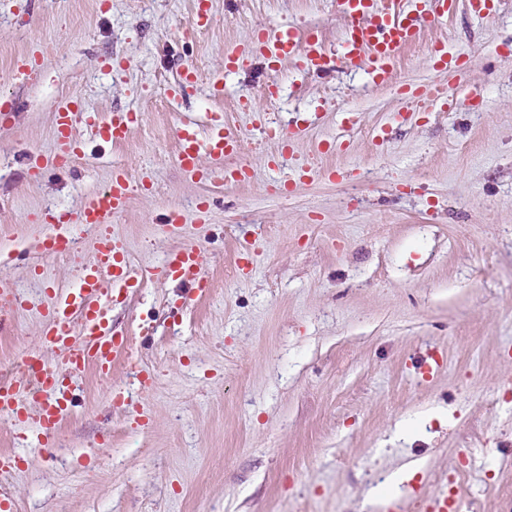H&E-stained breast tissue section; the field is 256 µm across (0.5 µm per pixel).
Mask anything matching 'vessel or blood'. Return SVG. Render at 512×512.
I'll use <instances>...</instances> for the list:
<instances>
[{"instance_id": "1", "label": "vessel or blood", "mask_w": 512, "mask_h": 512, "mask_svg": "<svg viewBox=\"0 0 512 512\" xmlns=\"http://www.w3.org/2000/svg\"><path fill=\"white\" fill-rule=\"evenodd\" d=\"M346 21V36L341 56L327 53L315 30L297 37L294 31L267 32L255 42L252 52L262 58L269 72H276L282 56L302 53L309 71L329 73L338 63L351 67L366 66L373 84L388 82L400 53L420 39L424 28L448 18L458 0H339ZM414 103L451 109L453 102L445 87L425 85L411 94ZM80 106L70 99L61 100L55 112L54 134L60 145L58 153L40 158L41 170L62 167L65 161L81 153V145L72 137V127ZM132 113L114 112L95 122L94 135L106 144L123 142L128 134ZM178 151L175 161L184 175L204 180L208 174L200 167L202 156L223 159L242 151L239 135L223 126L212 128L200 136L194 123L181 120L177 130ZM130 193L128 175L115 169L109 185L95 193L78 215H60L51 225L44 243L47 255L67 251L71 244V224L108 225L115 215L124 211ZM168 275L201 287L202 256L193 246L172 251L165 259ZM143 282L134 265L119 251L114 238L98 241L97 261L85 267L76 291H63L52 297L45 309L42 338L45 345L63 351V361L73 372L86 368L109 374L112 364L125 348L124 340L112 334L109 305L116 292L137 288ZM81 324L84 340L74 343L72 329ZM72 380L59 377L36 352H28L12 377L0 380V418L14 422L25 419L27 403L40 400V423L44 438H51L56 428L72 413Z\"/></svg>"}]
</instances>
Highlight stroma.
Instances as JSON below:
<instances>
[{
	"label": "stroma",
	"instance_id": "stroma-1",
	"mask_svg": "<svg viewBox=\"0 0 512 512\" xmlns=\"http://www.w3.org/2000/svg\"><path fill=\"white\" fill-rule=\"evenodd\" d=\"M494 2L489 19L459 0L377 86L362 67L314 76L296 54L274 78L256 57L224 69L280 27L340 53L337 0H212L202 30L192 0H0V98L18 103L0 114V283L18 296L0 305V379L34 348L61 363L43 312L98 238L151 270L112 304L126 352L109 375H75L53 438L36 402L26 422L0 420V455L18 462L0 495L17 512H422L444 487L473 512H512V0ZM438 42L463 71L434 69ZM33 49L46 67L15 76ZM187 67L197 83L170 96ZM430 83L452 111L401 101ZM64 98L140 120L120 145L77 123L83 156L34 174ZM182 118L241 134L240 155L200 164H244L246 178L184 176ZM291 125L303 132L288 149L268 138ZM116 167L133 186L124 212L72 225L73 252L44 256L50 216L79 212ZM206 195L218 201L202 217ZM171 208L173 233L159 227ZM183 246L203 256L204 290L163 271Z\"/></svg>",
	"mask_w": 512,
	"mask_h": 512
}]
</instances>
